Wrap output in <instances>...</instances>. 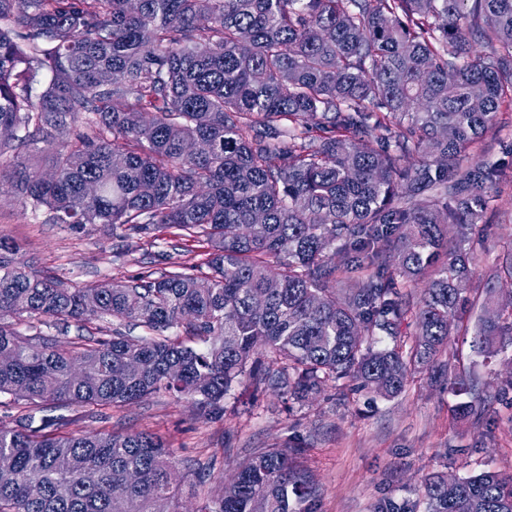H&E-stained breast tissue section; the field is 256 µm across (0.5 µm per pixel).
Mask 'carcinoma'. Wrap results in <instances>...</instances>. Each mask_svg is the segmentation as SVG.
<instances>
[{
	"instance_id": "carcinoma-1",
	"label": "carcinoma",
	"mask_w": 512,
	"mask_h": 512,
	"mask_svg": "<svg viewBox=\"0 0 512 512\" xmlns=\"http://www.w3.org/2000/svg\"><path fill=\"white\" fill-rule=\"evenodd\" d=\"M482 22L502 51L476 53ZM508 106L512 0H0V168L22 206L202 247L198 264L67 288L0 236V397L21 409L0 430V512H180L161 437L71 434L60 409L105 420L168 393L220 418L244 377L299 401L395 397L431 370L459 397L453 416L481 423V383L451 338L468 332L499 181L471 160ZM34 144L49 179L21 161ZM504 282L512 245L485 286L477 356L512 336ZM88 292L100 321L148 335L97 325L60 347L41 326L82 323ZM297 452H258L199 512H311ZM422 499L512 512V475L432 474Z\"/></svg>"
}]
</instances>
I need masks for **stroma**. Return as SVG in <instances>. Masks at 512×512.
Returning <instances> with one entry per match:
<instances>
[{
  "mask_svg": "<svg viewBox=\"0 0 512 512\" xmlns=\"http://www.w3.org/2000/svg\"><path fill=\"white\" fill-rule=\"evenodd\" d=\"M485 142L480 161L499 165L501 172L482 220L490 263L502 242L512 239L511 109ZM0 235L16 242L20 261L73 288L158 269L163 253L170 268L200 260L197 252L172 249L166 238L129 237L98 224L50 223L47 210L23 209L6 191L0 192ZM453 347L487 396L481 424L452 419L447 380L421 373L394 398L364 393L340 398L328 390L300 403L254 390L244 380L227 396V413L220 419L200 414L190 400L163 394L112 408L101 423L74 413L68 430L80 434L99 426L160 435L180 462L184 512H196L204 498L217 497L223 482L256 452L294 445L302 449L296 465L316 488L313 512H388L390 506L415 502L432 473L512 474V402L497 398L512 381V345L486 363L476 359L470 336L455 337ZM202 469L208 472L203 480Z\"/></svg>",
  "mask_w": 512,
  "mask_h": 512,
  "instance_id": "stroma-1",
  "label": "stroma"
}]
</instances>
